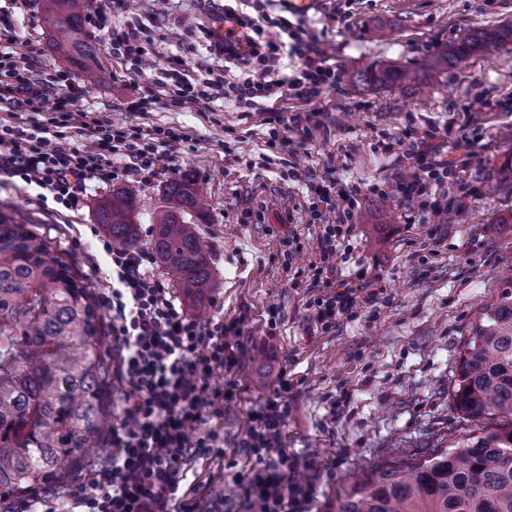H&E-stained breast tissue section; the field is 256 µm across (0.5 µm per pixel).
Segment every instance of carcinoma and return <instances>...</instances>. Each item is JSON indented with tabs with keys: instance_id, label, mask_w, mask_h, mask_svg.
Returning <instances> with one entry per match:
<instances>
[{
	"instance_id": "carcinoma-1",
	"label": "carcinoma",
	"mask_w": 512,
	"mask_h": 512,
	"mask_svg": "<svg viewBox=\"0 0 512 512\" xmlns=\"http://www.w3.org/2000/svg\"><path fill=\"white\" fill-rule=\"evenodd\" d=\"M52 49L90 83L106 79L96 44L84 34L85 0H42ZM512 44V25L465 32L418 67L373 62L353 72L368 90L422 88L475 54ZM167 206L152 231L156 261L194 311L214 288L197 191L179 180L165 187ZM112 244L140 247L135 196L116 191L97 207ZM103 315L95 291L71 260L28 225L0 211V504L61 489L80 477L103 444L111 398ZM455 408L470 419L506 422L415 464L386 462L371 480L338 496L337 512H512V294L475 324L454 387Z\"/></svg>"
}]
</instances>
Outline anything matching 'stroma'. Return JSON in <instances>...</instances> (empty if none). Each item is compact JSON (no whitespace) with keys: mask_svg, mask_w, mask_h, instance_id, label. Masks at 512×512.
<instances>
[{"mask_svg":"<svg viewBox=\"0 0 512 512\" xmlns=\"http://www.w3.org/2000/svg\"><path fill=\"white\" fill-rule=\"evenodd\" d=\"M319 36L338 82L305 108L309 134L291 148L268 145L262 112H189L158 105L127 111L136 80L109 53L110 76L84 86L75 109L110 113L117 125L176 127L187 140L176 162L201 175L208 204L200 230L210 246L216 288L207 317L241 322L240 365L225 374L235 394L224 402L219 429L225 460L188 464L224 512H250L237 473L252 460L245 447L250 415L287 373V453L312 486L311 512H336L337 496L371 479L388 461L420 456L478 434L485 421L454 408L455 380L472 326L486 307L512 290V44L475 55L439 74L423 93L364 90L352 73L363 64L396 60L421 64L464 31L512 24V0H320L305 16ZM473 144L463 157L457 140ZM433 142L457 177L443 193L462 205L442 218L414 222L407 205L383 210L382 193L415 167L408 143ZM359 189L350 231L336 246L337 280L380 290L377 303L359 305L335 332L317 334L311 286L322 222L310 216L305 184L288 168ZM380 186L373 194L372 186ZM164 181L122 183L136 195L143 241L164 206ZM90 190L82 210L55 216L36 190L0 183V205L33 224L57 252L103 294L112 270L75 250L90 240L99 201ZM288 236L287 251L277 246Z\"/></svg>","mask_w":512,"mask_h":512,"instance_id":"35a3bbf8","label":"stroma"}]
</instances>
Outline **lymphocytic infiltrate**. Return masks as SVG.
I'll return each mask as SVG.
<instances>
[{
	"label": "lymphocytic infiltrate",
	"instance_id": "obj_1",
	"mask_svg": "<svg viewBox=\"0 0 512 512\" xmlns=\"http://www.w3.org/2000/svg\"><path fill=\"white\" fill-rule=\"evenodd\" d=\"M245 10L225 7L220 26L208 30V60L177 53L165 66L153 65L156 52L140 22L123 17L125 0L88 7L85 25L144 86L126 104L130 112H151L159 104L212 109L215 103L238 112L266 113L270 146L287 149L288 132H307L310 116L288 111L290 99L312 100L335 85L318 36L303 19L281 18L282 40L263 38L272 0H245ZM32 0H0V107L36 112L40 121L0 118V178H17L39 189L40 206L55 203L74 211L91 187L116 182L152 184L166 173L180 174L173 155L184 132L164 126L113 124L107 113L76 111L82 86L66 72L40 77L41 57L21 50L22 20ZM412 177L395 193L420 215L438 218L456 201H438L432 185L448 179V165L428 150L416 154ZM318 197L312 218L324 220L319 237L323 293L314 299L313 323L328 333L349 315L356 301L370 304L377 291L335 282L336 238L341 225L326 223L340 205L354 207L346 189L311 183ZM112 265V286L104 304L112 315L119 346L116 376L123 386L121 417L112 428V464L89 484L67 494L72 512H223L201 484L188 481V460L223 458L224 440L213 428L224 408L219 379L242 357L236 339L239 321H199L178 307L170 289L153 271L152 252L125 250L102 239ZM280 391L252 413L247 446L257 460L246 474V496L259 512H308L312 486L294 480L284 443L288 407Z\"/></svg>",
	"mask_w": 512,
	"mask_h": 512
}]
</instances>
